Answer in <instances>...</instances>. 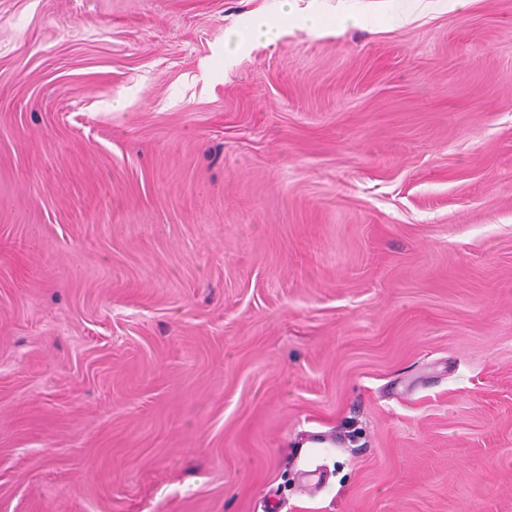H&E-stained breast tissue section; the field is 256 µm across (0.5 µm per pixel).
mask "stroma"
<instances>
[{
	"label": "stroma",
	"mask_w": 512,
	"mask_h": 512,
	"mask_svg": "<svg viewBox=\"0 0 512 512\" xmlns=\"http://www.w3.org/2000/svg\"><path fill=\"white\" fill-rule=\"evenodd\" d=\"M281 3L0 0V512H512V0ZM294 0H284L283 19L280 23H269L262 17H253L245 20L242 32L236 37V45L239 47L250 44L253 40H273L280 32V25L288 23H315L314 17H303L297 14L293 8Z\"/></svg>",
	"instance_id": "stroma-1"
}]
</instances>
